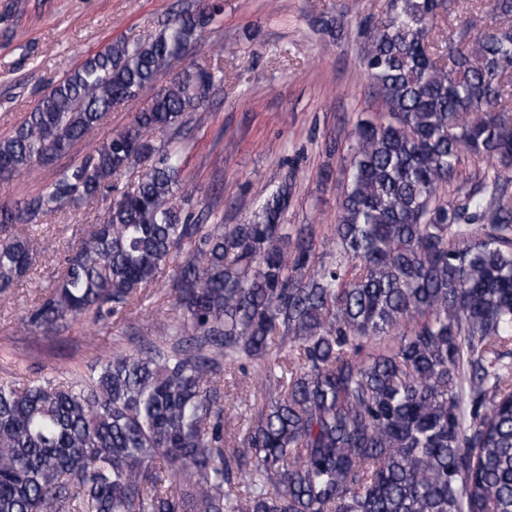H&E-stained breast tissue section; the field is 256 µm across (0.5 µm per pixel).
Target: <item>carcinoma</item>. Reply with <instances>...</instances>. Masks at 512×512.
I'll return each instance as SVG.
<instances>
[{
    "instance_id": "cac0c4a2",
    "label": "carcinoma",
    "mask_w": 512,
    "mask_h": 512,
    "mask_svg": "<svg viewBox=\"0 0 512 512\" xmlns=\"http://www.w3.org/2000/svg\"><path fill=\"white\" fill-rule=\"evenodd\" d=\"M491 2L476 33L438 30L446 0H384L361 51L380 113L357 117L326 261L311 226L284 223L286 184L242 224L196 210L184 116L224 85L218 65L175 74L57 168L195 49L219 0L87 56L0 137L1 182L56 169L0 205L1 295L35 262L15 226L99 217L29 326L123 314L164 277L179 312L171 342L148 329L85 377L0 379V512H512V0ZM468 157L492 173L445 197ZM256 361L274 396L241 440L254 462L239 487L220 401L224 376Z\"/></svg>"
}]
</instances>
